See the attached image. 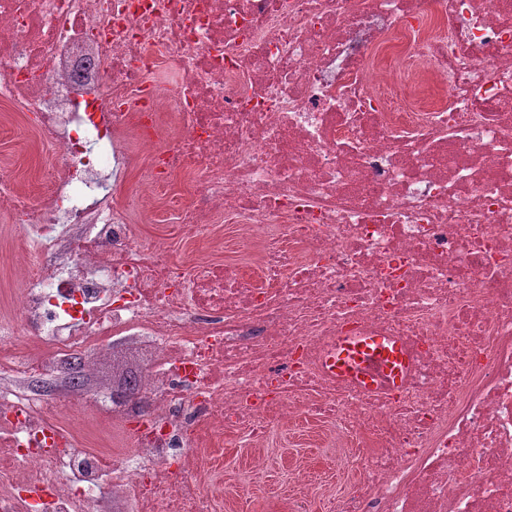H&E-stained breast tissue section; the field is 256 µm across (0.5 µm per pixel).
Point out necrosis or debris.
I'll use <instances>...</instances> for the list:
<instances>
[{
  "mask_svg": "<svg viewBox=\"0 0 512 512\" xmlns=\"http://www.w3.org/2000/svg\"><path fill=\"white\" fill-rule=\"evenodd\" d=\"M0 101L53 151L0 314V512H217L225 435L330 425L375 449L333 512H512V0H0ZM137 173L249 261L166 258L114 191ZM187 176V196L171 194ZM398 340L399 387L337 377L341 337ZM117 349L99 408L25 384ZM54 407H63L71 418L77 422L91 420L94 415L96 403L92 395L88 394L80 399L67 397L63 392L52 397H47Z\"/></svg>",
  "mask_w": 512,
  "mask_h": 512,
  "instance_id": "4bbe7bcc",
  "label": "necrosis or debris"
}]
</instances>
